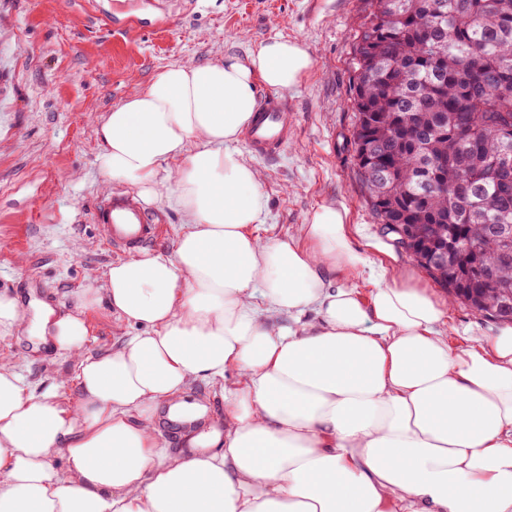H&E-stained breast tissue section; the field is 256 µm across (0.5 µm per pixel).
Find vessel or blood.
<instances>
[{
    "label": "vessel or blood",
    "mask_w": 512,
    "mask_h": 512,
    "mask_svg": "<svg viewBox=\"0 0 512 512\" xmlns=\"http://www.w3.org/2000/svg\"><path fill=\"white\" fill-rule=\"evenodd\" d=\"M296 116L287 100L268 96L261 100L244 133L253 153L276 155L295 136ZM96 219L103 224L114 252L126 253L151 245L157 237L158 219L128 192H109L99 204Z\"/></svg>",
    "instance_id": "b4317fda"
}]
</instances>
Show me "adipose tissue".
I'll return each mask as SVG.
<instances>
[{
	"label": "adipose tissue",
	"mask_w": 512,
	"mask_h": 512,
	"mask_svg": "<svg viewBox=\"0 0 512 512\" xmlns=\"http://www.w3.org/2000/svg\"><path fill=\"white\" fill-rule=\"evenodd\" d=\"M313 67L272 37L166 67L95 124L105 176L185 228L173 255L112 264L74 312L43 317L74 363L73 409L0 355V512H512V327L449 347L445 308L371 269L336 206L296 237L255 232L267 197L238 136L258 88ZM364 268L369 296L336 285ZM102 301L138 332L93 355L84 313ZM198 381L222 386V428L171 452L155 413L195 420Z\"/></svg>",
	"instance_id": "obj_1"
}]
</instances>
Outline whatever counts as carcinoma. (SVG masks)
<instances>
[{"instance_id":"cac0c4a2","label":"carcinoma","mask_w":512,"mask_h":512,"mask_svg":"<svg viewBox=\"0 0 512 512\" xmlns=\"http://www.w3.org/2000/svg\"><path fill=\"white\" fill-rule=\"evenodd\" d=\"M352 138L373 213L416 226L410 257L488 319L512 289V0H373L353 55Z\"/></svg>"}]
</instances>
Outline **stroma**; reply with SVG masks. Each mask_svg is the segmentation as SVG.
Instances as JSON below:
<instances>
[{
  "instance_id": "1",
  "label": "stroma",
  "mask_w": 512,
  "mask_h": 512,
  "mask_svg": "<svg viewBox=\"0 0 512 512\" xmlns=\"http://www.w3.org/2000/svg\"><path fill=\"white\" fill-rule=\"evenodd\" d=\"M371 0H0V291L25 317L36 307L64 311L94 287L119 254L95 220L107 189L90 130L159 69L219 61L275 35L304 44L308 79L286 92L297 135L267 159L237 147L264 175L268 218L260 232L298 234L321 204L347 209L355 246L387 269L388 281L448 294L377 223L354 157L351 59ZM90 353L130 327L107 305L90 312ZM499 322L454 304L441 331L452 346L496 335ZM0 354L40 390L72 363L38 342L27 324L0 335Z\"/></svg>"
}]
</instances>
